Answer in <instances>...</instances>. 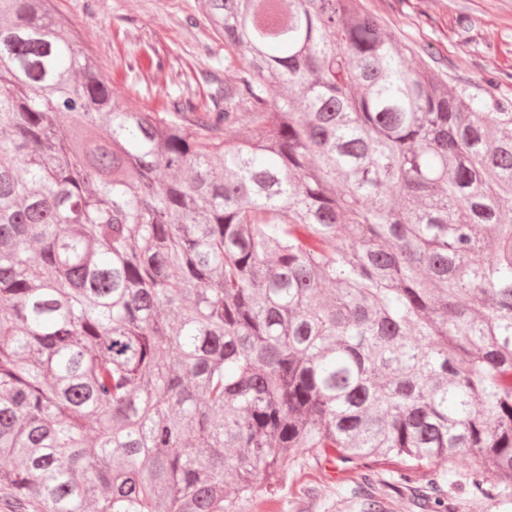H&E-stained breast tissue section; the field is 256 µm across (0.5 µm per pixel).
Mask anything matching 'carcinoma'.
Masks as SVG:
<instances>
[{
  "instance_id": "1",
  "label": "carcinoma",
  "mask_w": 512,
  "mask_h": 512,
  "mask_svg": "<svg viewBox=\"0 0 512 512\" xmlns=\"http://www.w3.org/2000/svg\"><path fill=\"white\" fill-rule=\"evenodd\" d=\"M203 15L235 82L142 112L56 0H0V494L236 512L292 450L512 486L500 80L451 87L364 0Z\"/></svg>"
}]
</instances>
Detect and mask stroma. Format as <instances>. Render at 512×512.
<instances>
[{
	"mask_svg": "<svg viewBox=\"0 0 512 512\" xmlns=\"http://www.w3.org/2000/svg\"><path fill=\"white\" fill-rule=\"evenodd\" d=\"M383 16L391 34L420 45L433 44L453 87L477 92L483 77L512 76V0H366ZM59 9L76 24L80 44L96 56L112 92L145 111L167 109L171 101L202 98L233 83L241 66L238 54L204 23L201 0H58ZM469 17L460 27L459 16ZM156 53L162 71L141 72L133 61ZM400 460L359 463L330 477L323 460L297 455L285 485L258 484L246 512H361L363 486L370 474L376 486L390 487L383 512H411L406 502L414 490L391 487ZM441 494L449 512H512V488L492 500L471 494L464 479L449 478Z\"/></svg>",
	"mask_w": 512,
	"mask_h": 512,
	"instance_id": "35a3bbf8",
	"label": "stroma"
}]
</instances>
